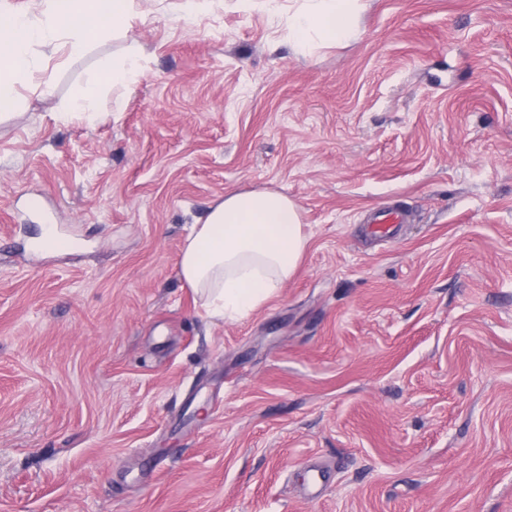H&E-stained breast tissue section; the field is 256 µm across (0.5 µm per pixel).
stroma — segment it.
I'll list each match as a JSON object with an SVG mask.
<instances>
[{
  "label": "stroma",
  "instance_id": "1",
  "mask_svg": "<svg viewBox=\"0 0 512 512\" xmlns=\"http://www.w3.org/2000/svg\"><path fill=\"white\" fill-rule=\"evenodd\" d=\"M176 2L36 47L0 116V512H512V0H361L306 54L297 0ZM258 189L308 246L221 321L182 248ZM137 52L132 49L129 55L120 62L114 63L112 66L103 67L100 72L90 81L89 87L85 94L74 99L70 105L72 112H86L87 103L92 98L95 90L102 82H107L114 86H122L129 88L137 82L139 76V68L136 62Z\"/></svg>",
  "mask_w": 512,
  "mask_h": 512
}]
</instances>
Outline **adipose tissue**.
Wrapping results in <instances>:
<instances>
[{
	"label": "adipose tissue",
	"instance_id": "ef3b65f1",
	"mask_svg": "<svg viewBox=\"0 0 512 512\" xmlns=\"http://www.w3.org/2000/svg\"><path fill=\"white\" fill-rule=\"evenodd\" d=\"M44 20L16 13L0 22V111L15 104L13 87L37 68L35 46L66 38L81 54L105 24L126 27L134 0H46ZM359 0H302L289 30L301 51L314 42L342 44L359 35ZM308 239L298 204L262 189L225 194L193 225L185 240L180 275L206 301L211 316L233 321L278 295L297 272Z\"/></svg>",
	"mask_w": 512,
	"mask_h": 512
}]
</instances>
